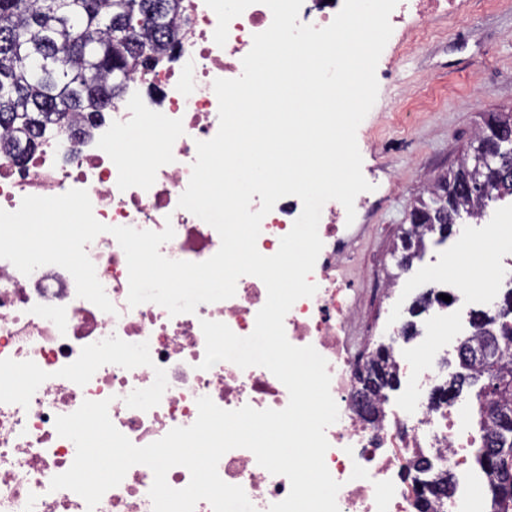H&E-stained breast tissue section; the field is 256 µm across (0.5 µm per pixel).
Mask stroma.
Here are the masks:
<instances>
[{
    "label": "stroma",
    "instance_id": "stroma-1",
    "mask_svg": "<svg viewBox=\"0 0 512 512\" xmlns=\"http://www.w3.org/2000/svg\"><path fill=\"white\" fill-rule=\"evenodd\" d=\"M455 21L411 22L393 31L379 59L377 100L356 132L362 173L377 182L354 228L347 270L365 323L389 308L409 320L427 282L400 300L384 289L398 273L407 216L427 185L456 168L489 112L512 111V0H462Z\"/></svg>",
    "mask_w": 512,
    "mask_h": 512
}]
</instances>
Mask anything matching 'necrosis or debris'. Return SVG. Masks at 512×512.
I'll return each instance as SVG.
<instances>
[{
    "instance_id": "4bbe7bcc",
    "label": "necrosis or debris",
    "mask_w": 512,
    "mask_h": 512,
    "mask_svg": "<svg viewBox=\"0 0 512 512\" xmlns=\"http://www.w3.org/2000/svg\"><path fill=\"white\" fill-rule=\"evenodd\" d=\"M182 4L190 22L174 64L134 69L125 98L113 102L88 136L75 141L48 134L22 167L0 152V209L17 210L29 195L83 189L101 223L154 232L172 226L174 237L160 248L168 259L202 262L216 254L218 232L178 201L190 181L197 142L219 129L214 80L241 76L242 59L254 35L269 28L272 13L259 2L249 6L230 22L220 46L213 40L217 17L205 0ZM149 123L159 124L163 136L151 166L139 172L125 147L131 133ZM301 212L298 197L279 199L261 222L258 251L275 254ZM346 218L340 202L324 204L318 226L323 248L310 275L317 291L297 300L284 319L289 342L313 346L328 363L339 418L326 430L325 463L341 484L339 512H422L410 471L423 456L435 473L452 476L447 496L432 499L423 512H492L484 493L488 475L471 464L481 435L470 427L466 403L444 396L435 363L439 354L457 353L475 336L476 316L498 310L503 300L494 283L449 268L448 260L511 234L512 209L485 225L481 239L460 236L450 248L433 250L420 267L419 278L435 281L444 297L428 317L422 342L407 346L399 334H390L384 349L398 393L378 401L371 419L353 408L354 369L373 352L365 337L352 333L354 284L341 272L348 254L338 246ZM85 251L114 313L79 298L73 277L60 266L25 275L0 259V512H153V472L141 464L92 510L72 491L51 490V479L66 472L76 455L74 443L58 435L55 419L83 401L109 400L111 421L137 446L192 425L203 396L226 410H281L289 402L287 388L265 368L242 369L227 361L200 367L201 320L251 334L267 299L259 278L243 276L234 297L173 316L153 302L129 306L127 260L112 234L98 235ZM19 377L26 380L24 388L12 390ZM218 473L244 489L256 512H268L290 492L287 477L269 473L246 449L228 451Z\"/></svg>"
}]
</instances>
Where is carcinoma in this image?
Listing matches in <instances>:
<instances>
[{
  "label": "carcinoma",
  "instance_id": "cac0c4a2",
  "mask_svg": "<svg viewBox=\"0 0 512 512\" xmlns=\"http://www.w3.org/2000/svg\"><path fill=\"white\" fill-rule=\"evenodd\" d=\"M181 0H0V130L3 149L26 157V143L60 131L79 117L103 119L125 93L132 69L156 66L175 51ZM512 128V112H492L473 144L472 155L438 176L418 198L425 220L406 235L416 252L425 244L418 229H429L449 180L462 177L472 191L456 198L454 214L477 215L493 199L512 198V178L490 180L481 147L496 126ZM484 335L469 344L468 357L450 378L458 391L474 389L477 426L487 432L476 461L495 480L489 485L493 512H512V347L492 361L480 354Z\"/></svg>",
  "mask_w": 512,
  "mask_h": 512
}]
</instances>
